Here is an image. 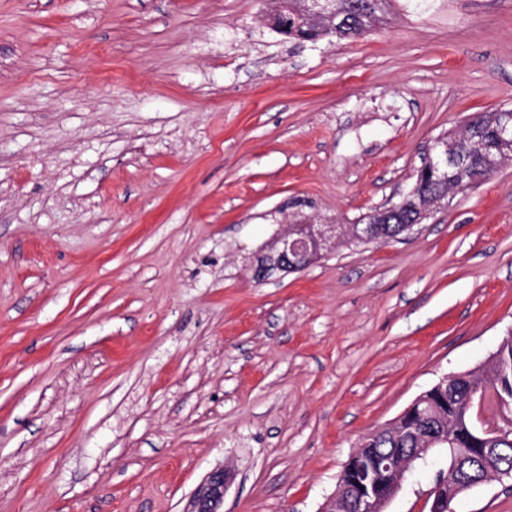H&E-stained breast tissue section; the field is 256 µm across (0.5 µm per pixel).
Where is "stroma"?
<instances>
[{
	"mask_svg": "<svg viewBox=\"0 0 512 512\" xmlns=\"http://www.w3.org/2000/svg\"><path fill=\"white\" fill-rule=\"evenodd\" d=\"M270 0H0V512H320L368 432L512 330V163L259 282L296 210L400 201L512 107V0L293 40ZM451 512H512V480ZM439 204H441L439 201L423 195L417 188H414L403 196L399 202L389 205L388 209L397 212L404 206H407L414 208L416 215L415 211L411 208H405L397 214L388 215H383L382 210L378 208L369 215V218L365 216L359 222L368 221V219L377 221L375 242L381 243L404 234L403 227L405 230L411 231L416 225L412 224L414 221L417 224L422 223L423 220L429 218L432 212L438 208ZM401 224H403V227ZM233 476L234 474L224 467L209 472L192 495L187 512H221L224 495Z\"/></svg>",
	"mask_w": 512,
	"mask_h": 512,
	"instance_id": "obj_1",
	"label": "stroma"
}]
</instances>
